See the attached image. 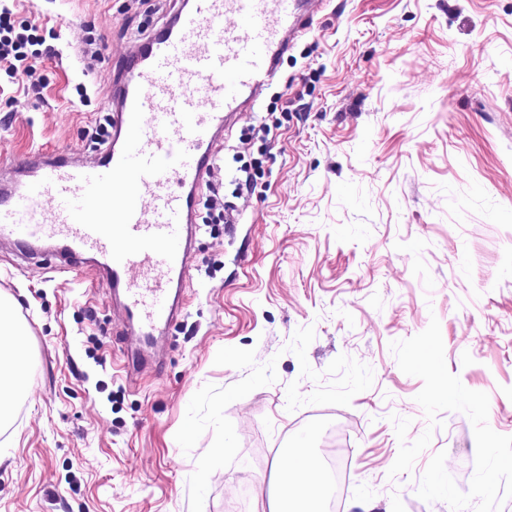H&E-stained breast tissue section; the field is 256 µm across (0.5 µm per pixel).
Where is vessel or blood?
Returning <instances> with one entry per match:
<instances>
[{
  "label": "vessel or blood",
  "instance_id": "b4317fda",
  "mask_svg": "<svg viewBox=\"0 0 512 512\" xmlns=\"http://www.w3.org/2000/svg\"><path fill=\"white\" fill-rule=\"evenodd\" d=\"M323 0H179L112 81L104 148L26 156L0 179V243L21 261L52 248L108 281L138 345L136 363L182 311L200 192L217 145L278 80Z\"/></svg>",
  "mask_w": 512,
  "mask_h": 512
}]
</instances>
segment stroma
Returning <instances> with one entry per match:
<instances>
[{
    "mask_svg": "<svg viewBox=\"0 0 512 512\" xmlns=\"http://www.w3.org/2000/svg\"><path fill=\"white\" fill-rule=\"evenodd\" d=\"M170 3L14 0L56 52L31 76L0 72V167L91 153L113 70ZM280 78L286 95L224 134L211 181L234 221L200 228L182 313L136 381L108 284L0 245L28 365L0 425V512H224L228 474L249 484V512H270L285 448L306 433L322 451L326 419L343 425L347 512H451L417 489L442 451L468 491L472 423L447 411L429 429L423 382L390 349L434 318L448 370L512 436V0H327ZM268 113L273 140L242 153L258 188L233 198V150ZM395 415L408 440L433 435L392 478Z\"/></svg>",
    "mask_w": 512,
    "mask_h": 512,
    "instance_id": "obj_1",
    "label": "stroma"
}]
</instances>
